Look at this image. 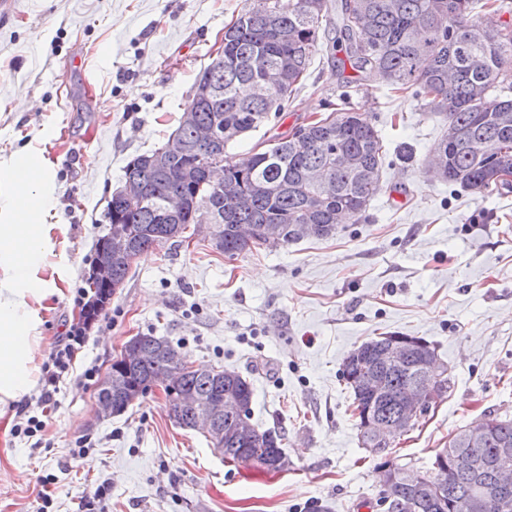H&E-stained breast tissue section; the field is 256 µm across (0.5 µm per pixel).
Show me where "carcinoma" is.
Returning a JSON list of instances; mask_svg holds the SVG:
<instances>
[{
    "label": "carcinoma",
    "instance_id": "cac0c4a2",
    "mask_svg": "<svg viewBox=\"0 0 512 512\" xmlns=\"http://www.w3.org/2000/svg\"><path fill=\"white\" fill-rule=\"evenodd\" d=\"M478 0H341L340 35L347 42L352 70L393 90L412 91L446 128L436 159L428 171L450 184L482 191L512 189V23L486 27L472 18ZM331 0H258L224 26V40L216 58L196 80L172 134L186 152L170 157L160 146L128 162L123 182H135L146 201L132 205L122 190L107 203L110 224H124L130 234L112 238V285L123 287L131 268L126 256L146 255L164 247L159 233L182 243L191 224H213L220 237L215 249L233 257L253 248L277 247L302 239L293 230L310 226L309 235L326 238L336 225L358 223L374 196L382 191L385 159L383 140L363 112L335 108L326 116L303 123L288 135L261 141L236 160L227 156L238 138L259 130L270 112H279L301 86L313 56L336 49V39L321 31ZM244 86L252 93L243 96ZM202 126L220 129L221 139L210 147L198 141ZM224 162V186L207 180L204 165L212 154ZM182 195L193 205L171 215L166 199ZM239 224L253 226L243 239ZM282 226L281 237L269 240L266 227ZM393 334L376 336L344 359L342 378L354 397L361 445L372 435L368 422L390 421L397 412L398 394L411 383L426 381L444 393L449 377L427 376V364L437 359L424 338L405 364L384 365L377 354ZM142 354L130 365L112 362V378L123 386V404L130 406L148 392L150 379L165 374L179 351L163 336H135ZM377 375L380 393L362 386L365 372ZM177 395L167 398L170 416L179 426L194 428V402L222 394L249 406L250 382L232 368L223 376L201 365L176 380ZM488 439L472 448L457 432L448 447L469 453L482 462L478 471L434 466L421 477L439 482L444 494H420L419 512H512V499L498 496L491 482L497 448L512 446V419H496ZM224 460L266 466L270 455L286 457L284 436L272 429L251 428L252 442L234 440L236 418L223 415ZM406 484L397 479L392 499L380 497L385 512H401Z\"/></svg>",
    "mask_w": 512,
    "mask_h": 512
}]
</instances>
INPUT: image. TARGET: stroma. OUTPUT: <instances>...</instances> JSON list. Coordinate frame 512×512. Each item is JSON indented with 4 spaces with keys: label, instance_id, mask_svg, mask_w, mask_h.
Masks as SVG:
<instances>
[{
    "label": "stroma",
    "instance_id": "1",
    "mask_svg": "<svg viewBox=\"0 0 512 512\" xmlns=\"http://www.w3.org/2000/svg\"><path fill=\"white\" fill-rule=\"evenodd\" d=\"M250 0H15L0 13V165L44 156L54 207L35 276V364L81 320L106 206L136 155L175 129L224 27ZM82 68H72L73 57ZM343 52L316 55L284 112L228 149L291 131L348 101L387 148L384 188L358 224L230 258L202 234L138 258L61 374L48 411L31 390L0 421V512H381L377 461L361 447L344 358L383 333L434 345L451 384L401 438L399 464L423 471L484 415L512 419V191L435 179L425 162L445 130L424 100L347 84ZM166 337L191 365L226 366L253 387L251 422L286 436L287 469L225 462L177 426L149 391L97 420L98 385L132 336ZM46 429L26 433L29 417Z\"/></svg>",
    "mask_w": 512,
    "mask_h": 512
}]
</instances>
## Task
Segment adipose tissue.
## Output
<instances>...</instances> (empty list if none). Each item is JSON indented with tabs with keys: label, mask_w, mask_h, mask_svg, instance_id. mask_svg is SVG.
Wrapping results in <instances>:
<instances>
[{
	"label": "adipose tissue",
	"mask_w": 512,
	"mask_h": 512,
	"mask_svg": "<svg viewBox=\"0 0 512 512\" xmlns=\"http://www.w3.org/2000/svg\"><path fill=\"white\" fill-rule=\"evenodd\" d=\"M0 187L7 188L6 219L0 224V404L19 401L36 384L34 350L36 305L49 291L31 271L45 259L49 239L38 214L51 198L38 191L31 173L0 166Z\"/></svg>",
	"instance_id": "1"
}]
</instances>
